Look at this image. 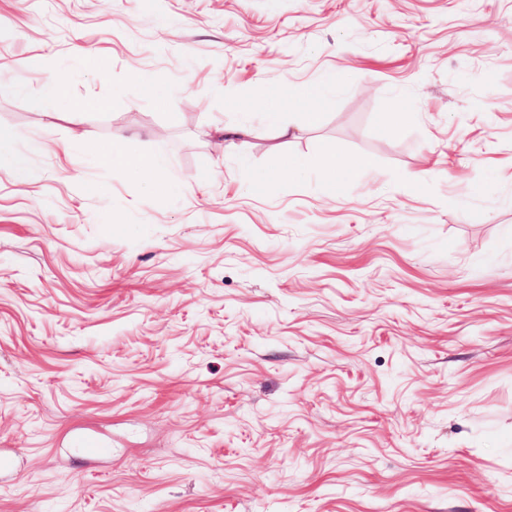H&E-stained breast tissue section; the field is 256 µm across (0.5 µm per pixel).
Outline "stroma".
<instances>
[{
    "label": "stroma",
    "mask_w": 512,
    "mask_h": 512,
    "mask_svg": "<svg viewBox=\"0 0 512 512\" xmlns=\"http://www.w3.org/2000/svg\"><path fill=\"white\" fill-rule=\"evenodd\" d=\"M1 127L0 512H512V0H0ZM102 159L141 173L157 168L162 163L161 160L155 157L130 159L117 146H113L112 151L103 155ZM348 166L349 161L339 154L327 155L318 160L300 158L294 160L291 165L292 170L299 174L317 172L326 183L333 184L332 189L334 192L336 191V186L340 184H336V177Z\"/></svg>",
    "instance_id": "35a3bbf8"
}]
</instances>
